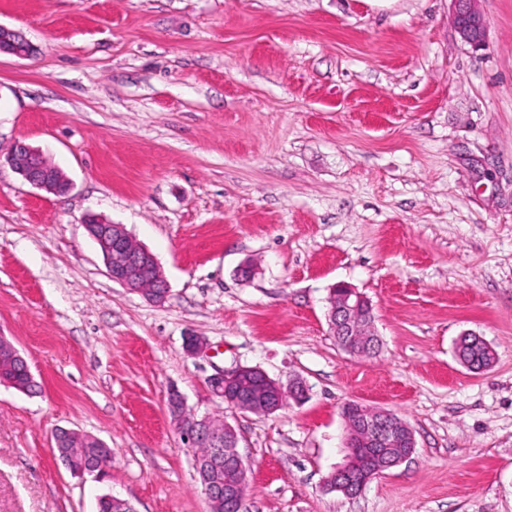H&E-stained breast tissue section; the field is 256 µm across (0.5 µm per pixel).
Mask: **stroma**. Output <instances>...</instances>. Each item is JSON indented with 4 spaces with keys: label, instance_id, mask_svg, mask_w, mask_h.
<instances>
[{
    "label": "stroma",
    "instance_id": "obj_1",
    "mask_svg": "<svg viewBox=\"0 0 512 512\" xmlns=\"http://www.w3.org/2000/svg\"><path fill=\"white\" fill-rule=\"evenodd\" d=\"M478 7L475 50L450 0H0L35 49L0 56V336L38 384H0V512H209L174 389L239 434L244 512H512V0ZM18 142L71 190L24 183ZM90 214L156 257L163 302L112 281ZM340 282L374 355L329 332ZM240 366L307 397L232 408L209 380ZM351 401L416 441L354 497L325 485ZM58 428L104 441L107 475L72 476ZM374 314L366 296L345 284L331 288L328 298L327 321L333 336H340L344 351L352 349L374 351L379 345L374 328ZM356 350L353 356H367Z\"/></svg>",
    "mask_w": 512,
    "mask_h": 512
}]
</instances>
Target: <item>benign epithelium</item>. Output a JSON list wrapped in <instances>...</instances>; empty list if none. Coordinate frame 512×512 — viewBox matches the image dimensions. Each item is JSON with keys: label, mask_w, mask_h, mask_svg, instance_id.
Instances as JSON below:
<instances>
[{"label": "benign epithelium", "mask_w": 512, "mask_h": 512, "mask_svg": "<svg viewBox=\"0 0 512 512\" xmlns=\"http://www.w3.org/2000/svg\"><path fill=\"white\" fill-rule=\"evenodd\" d=\"M452 2L454 26L461 41L475 49L483 47L487 39V22L476 8L477 0ZM0 52L27 58L34 49L21 33L0 25ZM6 161L16 174L35 188L54 194H65L71 188L65 178L54 182L47 158L28 144L16 143ZM84 228L98 245L113 281L143 294V280L149 278L154 284V289L148 293L150 299L155 302L165 299L167 282L158 261L144 246L139 244L132 248L128 245L131 235L123 225L110 224L91 215L86 219ZM374 320L373 309L366 296L345 284L331 288L328 327L332 335L341 338L345 351L377 349L379 339ZM210 386L212 392L230 406L266 414L283 408L282 395L285 393L295 400L306 396V388L301 381L295 379L285 387L253 367L221 370L210 379ZM349 407L357 415L359 430L368 447L407 449L405 453L392 454L390 459L363 469L352 458L337 466L327 480L329 489L357 495L376 475L405 461L412 454L416 442L412 429L397 414L357 402L349 403ZM169 411L187 447L207 445L213 448L212 454L197 456L194 461L208 500L217 508L224 507L226 512H241V488L245 485L247 463L239 451L237 432L224 421L208 415L195 416L189 421L184 419L185 401L177 392L170 394Z\"/></svg>", "instance_id": "1"}]
</instances>
